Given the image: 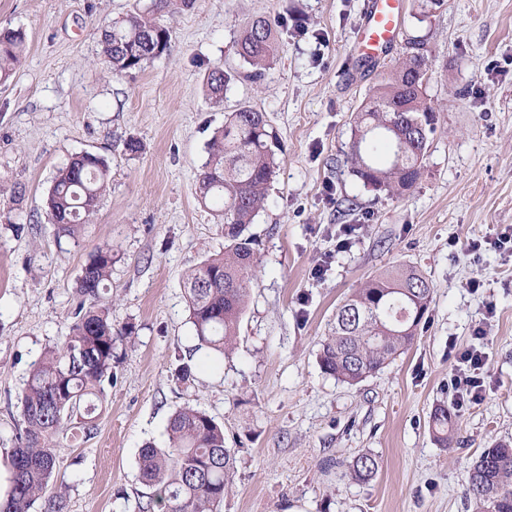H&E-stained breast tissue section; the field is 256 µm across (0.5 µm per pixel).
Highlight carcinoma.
I'll use <instances>...</instances> for the list:
<instances>
[{
  "label": "carcinoma",
  "instance_id": "carcinoma-1",
  "mask_svg": "<svg viewBox=\"0 0 512 512\" xmlns=\"http://www.w3.org/2000/svg\"><path fill=\"white\" fill-rule=\"evenodd\" d=\"M195 0H150L101 31L107 69L120 75L142 68L172 49L165 14L193 8ZM25 33H0V84L20 65ZM278 49L272 19L256 16L242 24L238 54L248 65L245 78L258 81L271 67ZM429 49L423 38L407 41L398 59L369 88L354 117L348 162L363 187L376 194L400 196L413 189L424 167L439 113L428 102ZM232 76L217 65L205 76L209 96L217 101ZM277 136L264 114L253 107L231 113L209 144L197 177L201 202L216 206L224 223V249L203 260L186 276L184 292L198 344L195 351L219 361L232 350L245 313L258 257L248 228L266 199L278 166ZM110 168L97 154L78 153L57 170L46 199L48 221L61 236L75 238L97 212L107 191ZM112 277V247L96 248L82 268L75 291L69 333L45 349L32 365L18 397V445L11 450L10 488L0 512H32L57 468V439L72 431L89 437L95 412L117 380L118 348L131 334L112 324L106 300ZM433 289L417 270L398 266L367 281L336 307L331 332L321 344L324 373L354 386L381 371L419 335ZM453 408L438 407L432 433L443 446L451 439ZM167 446L145 444L139 453V477L152 489L139 512H217L235 473V449L224 442V427L205 411L185 404L168 419ZM357 481L378 470L369 454L349 465ZM466 494L472 512H512V444L485 449L468 472Z\"/></svg>",
  "mask_w": 512,
  "mask_h": 512
}]
</instances>
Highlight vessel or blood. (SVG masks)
I'll return each instance as SVG.
<instances>
[{"mask_svg": "<svg viewBox=\"0 0 512 512\" xmlns=\"http://www.w3.org/2000/svg\"><path fill=\"white\" fill-rule=\"evenodd\" d=\"M401 0H365L364 22L350 49L352 56L370 59L396 40Z\"/></svg>", "mask_w": 512, "mask_h": 512, "instance_id": "obj_1", "label": "vessel or blood"}]
</instances>
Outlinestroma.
I'll list each match as a JSON object with an SVG mask.
<instances>
[{"instance_id":"35a3bbf8","label":"stroma","mask_w":512,"mask_h":512,"mask_svg":"<svg viewBox=\"0 0 512 512\" xmlns=\"http://www.w3.org/2000/svg\"><path fill=\"white\" fill-rule=\"evenodd\" d=\"M284 1L307 33L279 28L265 79L242 81L241 23L278 16ZM402 2L390 53L357 63L349 49L364 0H195L162 18L169 56L116 77L100 62V33L134 0H0V29L27 34L0 84V192L23 187L35 219L20 231L0 221V453L17 443V398L45 347L66 336L75 281L98 246L114 251L112 322L131 331L96 430L59 436L54 481L33 512L58 495L63 512H139L149 493L139 451L166 446L168 419L187 402L221 423L236 451L220 512H472L468 468L512 442V253L494 245L512 227V0H444L425 17L417 0ZM409 36L432 49L426 93L440 123L416 187L377 196L346 161L353 118ZM216 65L235 76L220 102L204 85ZM244 105L279 138L249 228L257 277L229 358L180 387L171 372L196 344L184 279L224 246L197 175L214 132ZM81 152L108 160L109 188L84 232L62 238L46 196ZM396 266L431 284L427 322L382 371L340 383L318 363L336 307ZM474 345L487 357L483 396L459 406L445 448L431 417L453 400L457 352ZM362 453L379 463L366 482L347 469Z\"/></svg>"}]
</instances>
